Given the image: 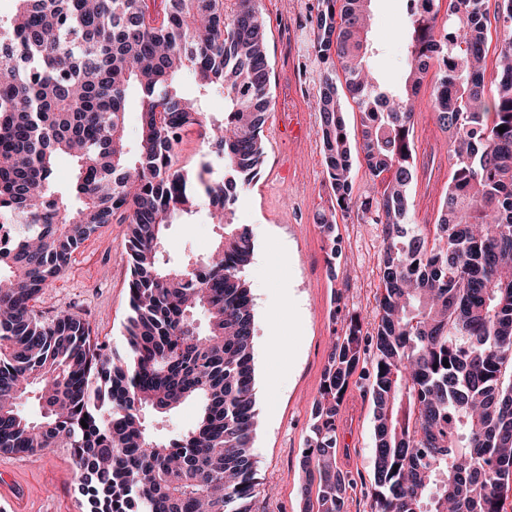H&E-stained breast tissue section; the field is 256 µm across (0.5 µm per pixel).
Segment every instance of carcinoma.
<instances>
[{
	"label": "carcinoma",
	"instance_id": "cac0c4a2",
	"mask_svg": "<svg viewBox=\"0 0 512 512\" xmlns=\"http://www.w3.org/2000/svg\"><path fill=\"white\" fill-rule=\"evenodd\" d=\"M13 2L0 17V222L15 225L0 247V452L73 449L90 512H133L135 503L139 512H254V309L242 277L253 242L234 212L236 189L260 173L271 104L258 0H161L160 12L150 8L156 0ZM371 2L317 0L310 49L328 186L341 215L382 225L385 243L371 363L374 512H502L512 478V0H500L495 17L490 79L486 0H448L445 9L418 0L398 90L372 65ZM433 66L430 99L448 131L451 178L431 245L411 223L408 190L413 101ZM216 89L222 120L205 107ZM344 97L362 117L355 144ZM194 127L224 165V181L202 194L174 154ZM62 157L73 164L64 189ZM358 158L382 192L353 194ZM202 208L221 230L217 243L169 266L167 226ZM112 222L130 229L122 354L106 353L82 316L44 318L32 305ZM317 223L334 275L336 212ZM363 340L352 316L328 355L300 461L304 512H344L350 481L336 466V415ZM30 392L43 409L37 421L20 409ZM187 403L198 406L190 429L152 433L145 412Z\"/></svg>",
	"mask_w": 512,
	"mask_h": 512
}]
</instances>
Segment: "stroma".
Masks as SVG:
<instances>
[{
  "mask_svg": "<svg viewBox=\"0 0 512 512\" xmlns=\"http://www.w3.org/2000/svg\"><path fill=\"white\" fill-rule=\"evenodd\" d=\"M313 0H260L267 21V45L273 67L271 110L264 125V162L260 178L244 187L235 206V221L249 225L254 251L244 269L252 298L254 363L260 426L251 453L261 481L255 512H303L299 461L306 446L312 410L319 395L328 354L343 335L349 316H358L364 335L376 331L383 253L382 227L338 220L339 256L328 268L331 248L316 216L336 201L326 183L317 134L315 68L303 74L284 69L285 39L280 16L304 15ZM373 66L383 83L402 82L407 68L405 0H373ZM429 84L434 76H427ZM415 100V175L409 189L411 219L434 233L445 200L451 167L448 135L431 109L430 91ZM300 123L304 137L276 134L279 110ZM178 164L189 177L208 182L224 179L197 133L185 136ZM218 229L206 212L189 223L169 225L163 248L172 264L208 252ZM127 227L105 225L74 254L69 267L49 281L34 309L49 318L71 312L90 321L95 336L114 349L123 347L128 312L126 281ZM373 351H366L340 403L336 464L352 483L345 512H373L371 495L374 450V403L368 379ZM71 449L55 448L34 456L0 453V512H82Z\"/></svg>",
  "mask_w": 512,
  "mask_h": 512,
  "instance_id": "obj_1",
  "label": "stroma"
}]
</instances>
